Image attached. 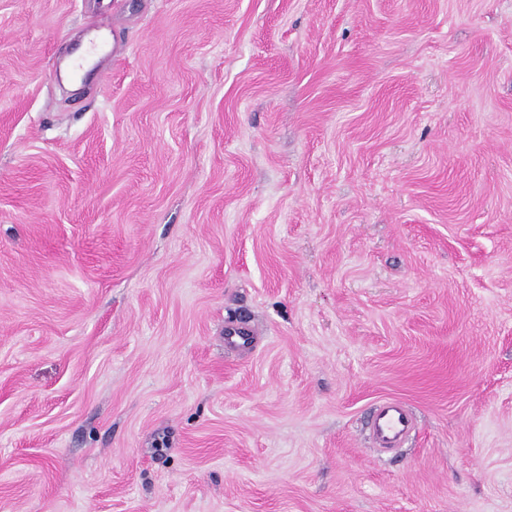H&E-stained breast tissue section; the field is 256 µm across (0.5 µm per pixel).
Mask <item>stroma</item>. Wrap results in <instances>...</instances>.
Segmentation results:
<instances>
[{
  "mask_svg": "<svg viewBox=\"0 0 512 512\" xmlns=\"http://www.w3.org/2000/svg\"><path fill=\"white\" fill-rule=\"evenodd\" d=\"M0 512H512V0H0ZM413 418L403 403L390 401L376 410L372 420V431L383 447L393 446L412 429Z\"/></svg>",
  "mask_w": 512,
  "mask_h": 512,
  "instance_id": "obj_1",
  "label": "stroma"
}]
</instances>
